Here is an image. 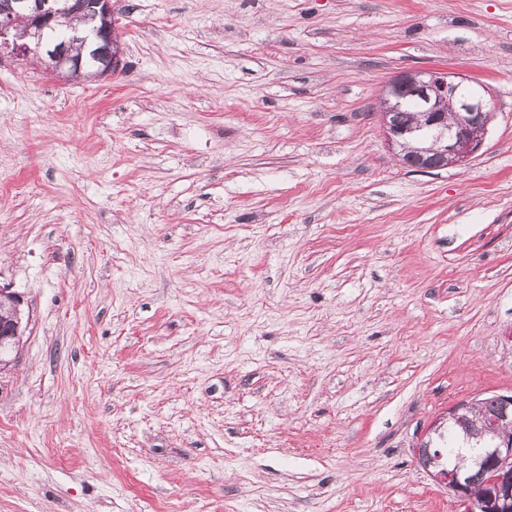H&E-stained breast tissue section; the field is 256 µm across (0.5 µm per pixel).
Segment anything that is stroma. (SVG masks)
I'll return each instance as SVG.
<instances>
[{"label":"stroma","instance_id":"1","mask_svg":"<svg viewBox=\"0 0 512 512\" xmlns=\"http://www.w3.org/2000/svg\"><path fill=\"white\" fill-rule=\"evenodd\" d=\"M122 63L0 59V512H461L416 462L512 391V0H114ZM484 84L462 167L375 113ZM405 94L415 104L409 102L400 108ZM380 99L379 122L388 146L399 159L408 151L404 136L419 133L421 146L412 148L408 156L412 163L402 162L419 171L434 169L433 160H438V168L466 164L480 149L494 113L484 86L470 85L462 74L442 69L399 71L386 82ZM415 105L420 117L416 125L398 129L414 123ZM430 153L437 157L429 159ZM7 299L11 304L10 316H4L0 311V373L7 371L15 360V357L4 355V347L6 345H16L18 349L21 339L28 327L30 315L27 313V324L24 326L21 313L26 312L24 309V299L21 294L13 291L9 286L0 285V300ZM8 339H13L12 343H7ZM13 351V352H14Z\"/></svg>","mask_w":512,"mask_h":512}]
</instances>
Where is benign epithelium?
<instances>
[{"label":"benign epithelium","mask_w":512,"mask_h":512,"mask_svg":"<svg viewBox=\"0 0 512 512\" xmlns=\"http://www.w3.org/2000/svg\"><path fill=\"white\" fill-rule=\"evenodd\" d=\"M84 14L100 20L97 26L80 32L72 40L90 45L95 64L87 66L82 57L71 55L68 42L45 43L47 34L66 25L72 15ZM117 18L112 0H27L20 8L0 5V53L17 61L32 55L43 57L48 70H67L76 79H95L112 74L121 63L122 45L116 38ZM412 97L419 120L409 129H399L391 120L404 95ZM494 106L488 90L470 85L460 73L442 69L402 70L384 85L379 122L388 146L399 156L410 151V166L419 171L434 168L429 154H436L438 166H462L480 149L493 118ZM11 304L10 316L0 313V373L15 360L4 355L7 340L20 345L26 331L21 313V294L0 285V300ZM496 413L482 419L481 433L492 441L488 448L472 449L471 463L488 470V492L475 493L459 467L450 468L441 452L416 450L417 463L453 495L463 512H512V394H497Z\"/></svg>","instance_id":"obj_1"}]
</instances>
